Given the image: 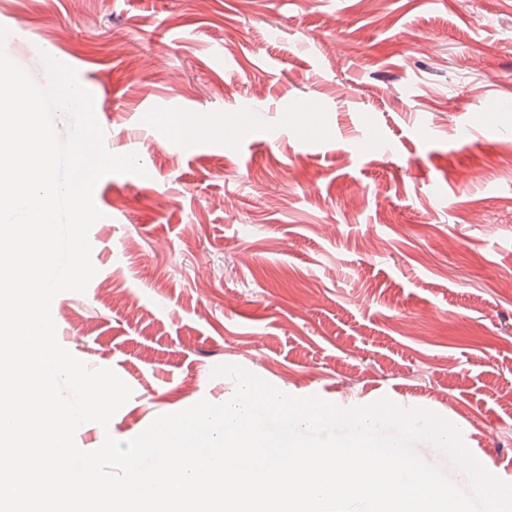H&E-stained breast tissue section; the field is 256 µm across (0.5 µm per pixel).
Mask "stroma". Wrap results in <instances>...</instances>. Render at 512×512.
<instances>
[{
	"mask_svg": "<svg viewBox=\"0 0 512 512\" xmlns=\"http://www.w3.org/2000/svg\"><path fill=\"white\" fill-rule=\"evenodd\" d=\"M13 13L30 33L0 49L39 84L42 53L73 68L145 170L98 181L97 273L51 304L69 351L132 389L87 450L223 403L230 365L436 413L512 484V0H0ZM490 95L505 108L479 111ZM155 107L180 142L143 124ZM373 129L388 149L355 156Z\"/></svg>",
	"mask_w": 512,
	"mask_h": 512,
	"instance_id": "stroma-1",
	"label": "stroma"
}]
</instances>
